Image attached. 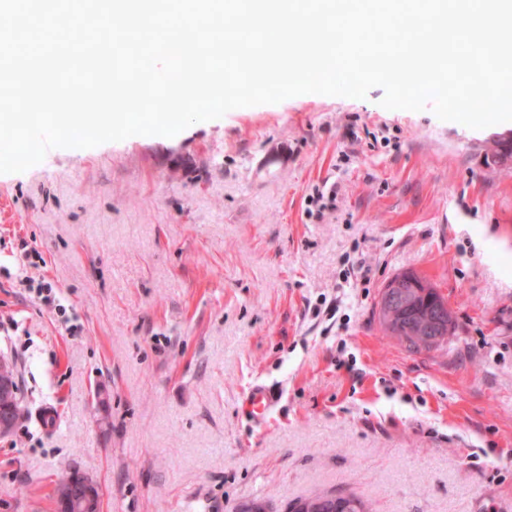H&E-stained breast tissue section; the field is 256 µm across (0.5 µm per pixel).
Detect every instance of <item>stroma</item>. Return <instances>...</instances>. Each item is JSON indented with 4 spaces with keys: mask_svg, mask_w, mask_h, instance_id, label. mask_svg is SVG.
I'll return each instance as SVG.
<instances>
[{
    "mask_svg": "<svg viewBox=\"0 0 512 512\" xmlns=\"http://www.w3.org/2000/svg\"><path fill=\"white\" fill-rule=\"evenodd\" d=\"M383 96L304 94L0 174V356L25 411L0 437V512H56L73 471L103 512L318 492L512 512V167L484 160L494 127ZM317 190L336 201L315 214ZM406 270L454 314L437 349L381 331ZM256 383L280 394L260 426Z\"/></svg>",
    "mask_w": 512,
    "mask_h": 512,
    "instance_id": "1",
    "label": "stroma"
}]
</instances>
